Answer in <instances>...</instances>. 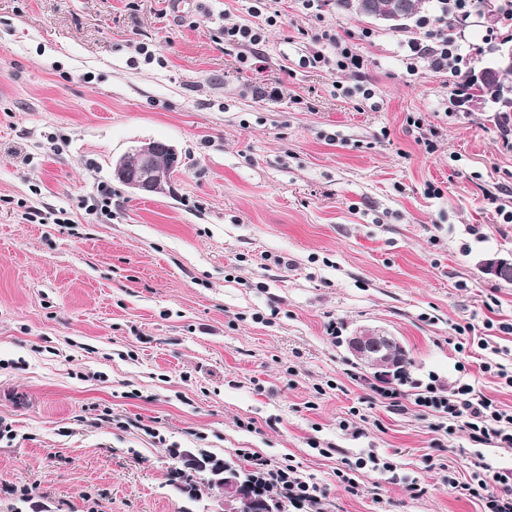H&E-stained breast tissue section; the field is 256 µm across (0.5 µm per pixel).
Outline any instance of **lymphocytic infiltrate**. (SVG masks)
Listing matches in <instances>:
<instances>
[{"mask_svg": "<svg viewBox=\"0 0 512 512\" xmlns=\"http://www.w3.org/2000/svg\"><path fill=\"white\" fill-rule=\"evenodd\" d=\"M473 7L474 0H448L446 12L420 16L417 35L404 44L407 70L414 72L426 64L447 72L452 94L458 99L462 98L463 91L457 79L475 61L463 40ZM251 11L257 19L255 25L227 23L221 27L220 34L225 45L247 48L251 59L259 62L263 59L265 31L276 25L279 13L272 10L269 0H254ZM314 40L320 43V50L302 57L301 65L333 75H353L357 82L344 87V95L358 94L363 99H372L374 92L368 85L364 58L356 44L328 30L315 35ZM415 404L446 420V434H454L460 428L467 431L474 443L512 447V411L503 409L491 398L475 394L470 384H462L447 395L439 393L437 388H428L418 395ZM240 455L248 467L260 475L262 488L288 494L300 512H323L321 488L297 466L245 449ZM451 486L459 496L484 499L489 512H512V470L495 471L478 461L469 480H455Z\"/></svg>", "mask_w": 512, "mask_h": 512, "instance_id": "1", "label": "lymphocytic infiltrate"}]
</instances>
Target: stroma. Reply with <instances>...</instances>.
<instances>
[{
    "label": "stroma",
    "instance_id": "1",
    "mask_svg": "<svg viewBox=\"0 0 512 512\" xmlns=\"http://www.w3.org/2000/svg\"><path fill=\"white\" fill-rule=\"evenodd\" d=\"M251 4L0 0V512H224L207 474L177 478L183 451L291 459L328 512H483L449 478L479 458L512 470V447L413 405L468 383L512 409L476 343L512 371V284L480 267L512 254L484 199L512 210L493 113L451 100L445 72L408 73L404 33L333 6L280 0L262 69L241 63L217 30L252 24ZM327 27L358 37L380 109L299 66ZM142 42L163 64L131 63ZM271 84L283 98L261 95ZM149 140L185 164L140 196L112 161ZM361 326L413 359L402 411L342 343ZM370 453L393 470L358 469L348 491L337 468Z\"/></svg>",
    "mask_w": 512,
    "mask_h": 512
}]
</instances>
